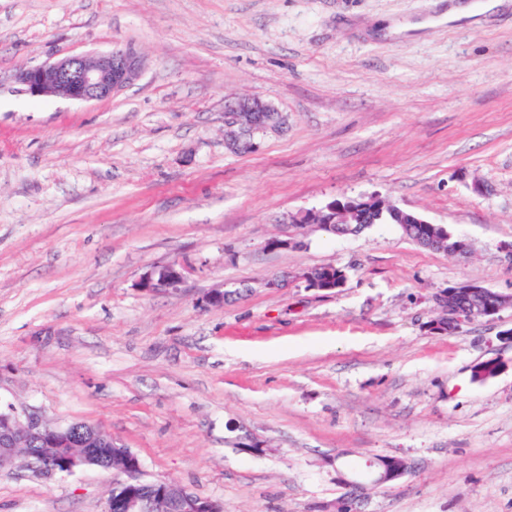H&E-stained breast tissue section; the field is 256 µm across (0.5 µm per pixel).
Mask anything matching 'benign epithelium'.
<instances>
[{
    "mask_svg": "<svg viewBox=\"0 0 512 512\" xmlns=\"http://www.w3.org/2000/svg\"><path fill=\"white\" fill-rule=\"evenodd\" d=\"M142 60L132 49H114L94 55L72 54L49 60L34 66H22L14 75L17 91L32 97L61 96L69 100L90 103L112 97L132 85L141 75ZM278 123V113L270 105L256 98H242L227 107L228 147L236 151L247 143L254 130L263 131ZM343 207L331 201L324 206L305 212L304 224H319L325 228L336 223V214ZM184 279L183 268L176 263L154 266L139 279L137 287L144 293L154 294L174 290ZM470 299L466 308L462 303ZM441 316L448 325L463 324L479 319L493 320L506 308H512V295H502L478 283L470 282L441 290L435 297ZM78 432V425L52 424L42 416L10 405L0 409V468L14 464L17 449L34 438L46 440L54 445L66 446ZM91 440L111 444L112 455L128 461L123 470V483L140 482L143 478L138 457L128 448L112 438L102 428L92 429ZM24 462L44 476L58 473H73L85 467H94L112 472L109 459L98 451L87 448L82 457L67 455L63 458L48 457L39 448L25 449ZM370 485L379 486L414 471V465L404 457L387 463L369 461ZM120 512H141L138 498H121L118 503L107 499L105 512L112 507ZM174 512H222V505L208 499L190 495L184 491L171 496Z\"/></svg>",
    "mask_w": 512,
    "mask_h": 512,
    "instance_id": "1",
    "label": "benign epithelium"
}]
</instances>
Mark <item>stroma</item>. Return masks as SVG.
<instances>
[{
	"instance_id": "1",
	"label": "stroma",
	"mask_w": 512,
	"mask_h": 512,
	"mask_svg": "<svg viewBox=\"0 0 512 512\" xmlns=\"http://www.w3.org/2000/svg\"><path fill=\"white\" fill-rule=\"evenodd\" d=\"M447 9L0 0V408L104 428L146 479L224 512H336L343 476L384 456L415 470L357 512H512V309L425 327L450 286L512 294V0ZM127 46L144 69L112 98L16 90L21 66ZM242 97L282 123L241 154L224 111ZM371 194L470 255L395 224L292 221ZM169 262L186 270L178 291L138 290ZM325 265L344 287L307 289ZM216 288L224 305L205 301ZM488 360L500 372L473 380ZM112 480L5 468L0 512H104ZM450 7L447 12L448 21L469 18L476 14L491 10L501 4L500 0H488L489 3L480 6L474 3H464L462 0H449Z\"/></svg>"
}]
</instances>
